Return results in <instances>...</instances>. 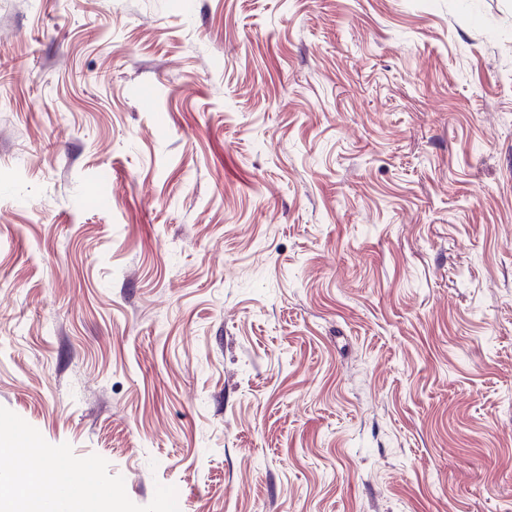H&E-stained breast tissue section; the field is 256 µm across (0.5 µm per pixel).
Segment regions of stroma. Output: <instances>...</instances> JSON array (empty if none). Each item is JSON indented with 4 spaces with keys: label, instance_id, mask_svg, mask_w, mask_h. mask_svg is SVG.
Segmentation results:
<instances>
[{
    "label": "stroma",
    "instance_id": "obj_1",
    "mask_svg": "<svg viewBox=\"0 0 512 512\" xmlns=\"http://www.w3.org/2000/svg\"><path fill=\"white\" fill-rule=\"evenodd\" d=\"M0 434L98 512H512V0H0Z\"/></svg>",
    "mask_w": 512,
    "mask_h": 512
}]
</instances>
